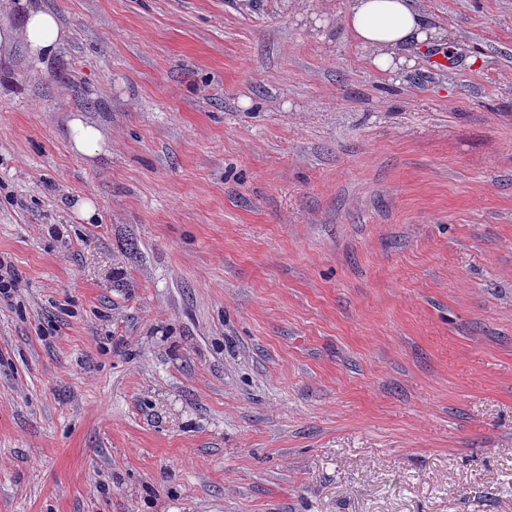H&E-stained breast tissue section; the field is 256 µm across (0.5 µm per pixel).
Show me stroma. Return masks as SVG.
Returning <instances> with one entry per match:
<instances>
[{
	"label": "stroma",
	"mask_w": 512,
	"mask_h": 512,
	"mask_svg": "<svg viewBox=\"0 0 512 512\" xmlns=\"http://www.w3.org/2000/svg\"><path fill=\"white\" fill-rule=\"evenodd\" d=\"M36 2L0 512H512V0H413L445 40L385 75L346 0ZM6 10L19 14L21 24L0 28V47L10 48L15 42L25 45L28 55L38 66H44L56 54L58 48L71 35L58 14L45 6L28 3L29 0H3ZM69 136L74 150L84 155H94L101 151L102 134L82 118L73 117L69 124Z\"/></svg>",
	"instance_id": "35a3bbf8"
}]
</instances>
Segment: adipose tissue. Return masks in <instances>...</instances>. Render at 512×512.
Masks as SVG:
<instances>
[{"label": "adipose tissue", "mask_w": 512, "mask_h": 512, "mask_svg": "<svg viewBox=\"0 0 512 512\" xmlns=\"http://www.w3.org/2000/svg\"><path fill=\"white\" fill-rule=\"evenodd\" d=\"M7 10L21 18L17 27L0 28V47L23 43L37 65H45L70 32L58 14L31 0H8ZM345 25L353 40L370 53L371 65L381 72L401 63V52L409 43H424L437 32L425 25L410 0H348Z\"/></svg>", "instance_id": "obj_1"}]
</instances>
